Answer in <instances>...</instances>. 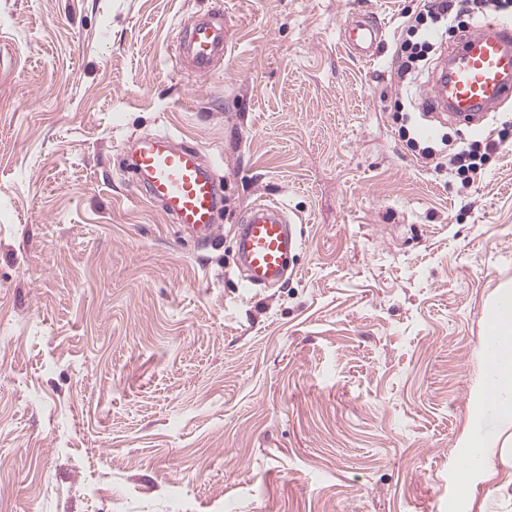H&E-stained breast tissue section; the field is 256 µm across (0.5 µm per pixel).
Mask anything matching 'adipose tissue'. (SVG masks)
<instances>
[{
  "mask_svg": "<svg viewBox=\"0 0 512 512\" xmlns=\"http://www.w3.org/2000/svg\"><path fill=\"white\" fill-rule=\"evenodd\" d=\"M487 346L492 349L495 367L489 371L496 398H480L479 406L499 420L512 423V281L500 284L499 294L486 316Z\"/></svg>",
  "mask_w": 512,
  "mask_h": 512,
  "instance_id": "adipose-tissue-1",
  "label": "adipose tissue"
}]
</instances>
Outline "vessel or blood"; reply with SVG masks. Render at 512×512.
<instances>
[{
    "label": "vessel or blood",
    "mask_w": 512,
    "mask_h": 512,
    "mask_svg": "<svg viewBox=\"0 0 512 512\" xmlns=\"http://www.w3.org/2000/svg\"><path fill=\"white\" fill-rule=\"evenodd\" d=\"M179 51L188 68L201 77L224 61V5L216 0L210 12L184 24ZM344 46L363 59L374 58L383 29L371 17L348 24ZM512 99V25L488 23L466 35L449 51L427 98L429 109L466 124L482 120ZM130 170L164 214L186 228L213 233L221 181L200 151L162 129L139 139ZM300 245L282 209L258 202L247 210L237 235V256L247 288L282 282L288 258Z\"/></svg>",
    "instance_id": "1"
}]
</instances>
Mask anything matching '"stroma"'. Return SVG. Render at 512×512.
Masks as SVG:
<instances>
[{"label":"stroma","instance_id":"1","mask_svg":"<svg viewBox=\"0 0 512 512\" xmlns=\"http://www.w3.org/2000/svg\"><path fill=\"white\" fill-rule=\"evenodd\" d=\"M214 0H0V512H512V425L479 411L484 316L512 280V101L469 187L399 135L487 0L397 51L420 0H223L197 78L181 22ZM358 14L385 29L365 63ZM170 130L223 183L215 236L171 223L124 163ZM301 241L244 288L257 199ZM488 467L464 469L466 438ZM179 51L188 68L205 77L224 63V5L216 1L210 12L195 17L182 27ZM342 40L350 52L360 58L371 59L384 41L383 29L371 17H361L344 28ZM429 45L426 43L420 44L413 43L409 40H404L400 45L398 53V75L400 78L407 80L419 69L418 62L425 58Z\"/></svg>","mask_w":512,"mask_h":512}]
</instances>
